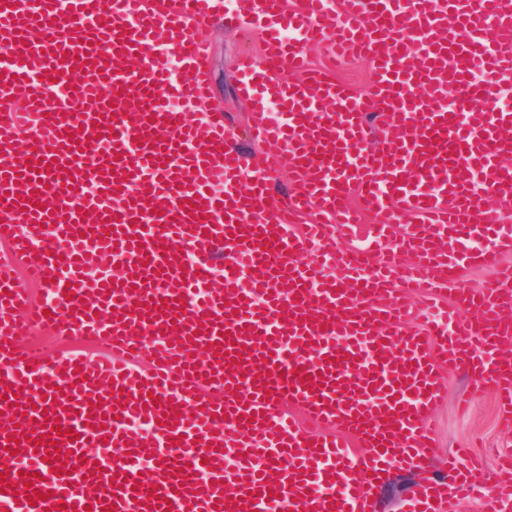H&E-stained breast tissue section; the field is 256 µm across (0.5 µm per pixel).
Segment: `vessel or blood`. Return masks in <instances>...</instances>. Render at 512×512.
Here are the masks:
<instances>
[{
  "instance_id": "vessel-or-blood-1",
  "label": "vessel or blood",
  "mask_w": 512,
  "mask_h": 512,
  "mask_svg": "<svg viewBox=\"0 0 512 512\" xmlns=\"http://www.w3.org/2000/svg\"><path fill=\"white\" fill-rule=\"evenodd\" d=\"M225 7L268 34L238 70L250 139L292 160L283 205L276 157L247 165L223 113L195 111L210 74L192 27ZM317 44L368 58L370 91L311 65ZM511 84L512 0H0V505L369 512L388 468L437 453L424 412L446 365L492 384L512 430V226L487 205L512 204V109L487 104ZM396 211L413 263L337 250L361 215ZM471 267L498 276L461 287ZM408 289L451 301L410 330L390 299ZM28 324L108 355L47 367L16 342ZM452 488L483 492L465 455L405 512H442Z\"/></svg>"
}]
</instances>
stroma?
I'll use <instances>...</instances> for the list:
<instances>
[{
  "mask_svg": "<svg viewBox=\"0 0 512 512\" xmlns=\"http://www.w3.org/2000/svg\"><path fill=\"white\" fill-rule=\"evenodd\" d=\"M195 37L202 43L210 71L213 106L228 117L237 131H244L253 121V109L238 94L236 59L240 53L259 55L262 38L259 31L244 34L215 16L194 29ZM312 64L323 67L337 66L338 77L357 94H366L372 80L371 66L364 60H351L335 64L328 52L320 46L311 47ZM443 395L428 413V424L435 431L442 448L427 466H401L390 470L384 482L373 492V512H402L404 502L432 474L444 467L445 450L464 444L472 445L475 453L488 456L486 465V495H494L497 477L490 458L497 449L512 451V435L499 430L497 421L500 407L491 387L472 392V380L462 370H443L441 373ZM472 393L473 404L467 414L457 410V400L465 393Z\"/></svg>",
  "mask_w": 512,
  "mask_h": 512,
  "instance_id": "stroma-1",
  "label": "stroma"
}]
</instances>
